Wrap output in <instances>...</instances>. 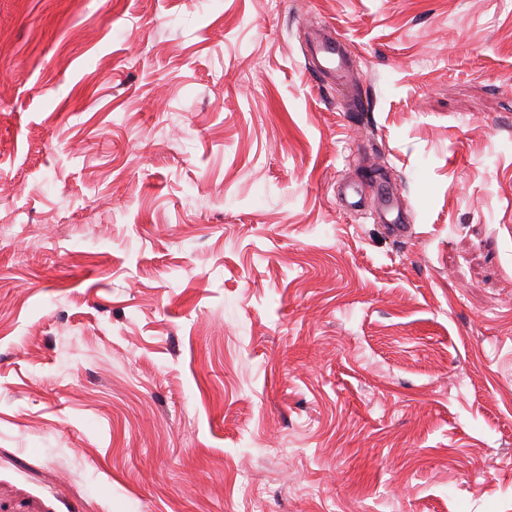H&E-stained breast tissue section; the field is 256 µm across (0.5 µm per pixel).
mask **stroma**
I'll list each match as a JSON object with an SVG mask.
<instances>
[{"instance_id":"35a3bbf8","label":"stroma","mask_w":512,"mask_h":512,"mask_svg":"<svg viewBox=\"0 0 512 512\" xmlns=\"http://www.w3.org/2000/svg\"><path fill=\"white\" fill-rule=\"evenodd\" d=\"M1 66L0 512H512V0H0ZM310 69L321 83L342 92L352 79L349 63L342 47L333 39L316 43L310 48Z\"/></svg>"}]
</instances>
